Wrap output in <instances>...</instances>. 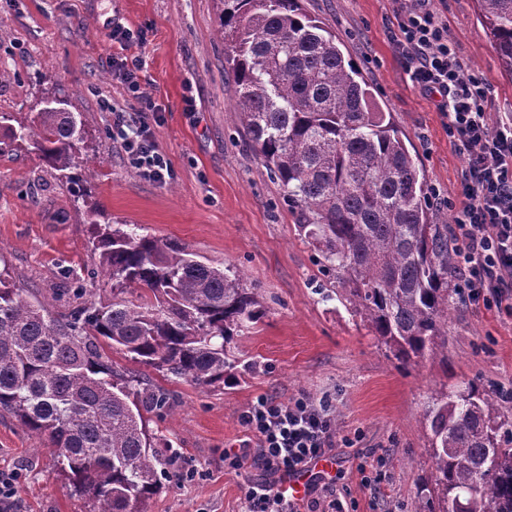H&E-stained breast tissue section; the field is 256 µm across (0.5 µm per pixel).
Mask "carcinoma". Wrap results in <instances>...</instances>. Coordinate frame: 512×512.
I'll return each mask as SVG.
<instances>
[{
  "mask_svg": "<svg viewBox=\"0 0 512 512\" xmlns=\"http://www.w3.org/2000/svg\"><path fill=\"white\" fill-rule=\"evenodd\" d=\"M512 74V0H476ZM224 69L234 110L263 164L299 207L297 227L321 253L326 282L403 365L448 348V305L460 295L448 225L435 223L431 189L403 134L375 110L370 86L336 33L300 0H218ZM31 146L70 184L82 181L81 114L43 101L28 123L0 115V146ZM94 249L112 281V304L56 315L0 270V411L45 441L91 512H140L164 488L178 450L144 414L172 404L105 349L199 386L224 382L228 346L263 317L258 289L240 271L188 248L107 224ZM137 291L136 299L119 294ZM430 480L416 512H512V412L474 381L424 408ZM493 466L480 468L488 449Z\"/></svg>",
  "mask_w": 512,
  "mask_h": 512,
  "instance_id": "obj_1",
  "label": "carcinoma"
}]
</instances>
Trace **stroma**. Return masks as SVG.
Masks as SVG:
<instances>
[{
  "label": "stroma",
  "mask_w": 512,
  "mask_h": 512,
  "mask_svg": "<svg viewBox=\"0 0 512 512\" xmlns=\"http://www.w3.org/2000/svg\"><path fill=\"white\" fill-rule=\"evenodd\" d=\"M336 32L412 144L427 182L440 194L438 221L452 224L466 158L448 141L447 119L412 84L393 47L391 0H301ZM464 62L489 87L490 122L512 111L504 75L474 0H435ZM143 39L132 47L143 68L133 93L112 72L119 54L113 26ZM0 114L27 122L40 99L57 95L82 113L90 159L79 187L62 183L29 150L0 151V263L30 300L58 312L112 302V283L93 248L95 224H135L180 244L213 265H231L260 289L265 315L230 345L237 359L225 383L198 386L156 371L173 411L148 426L198 469L191 485L168 483L142 512H244L247 486L265 479L252 455L255 436L240 421L261 396L285 403L306 394L327 399L336 424L333 467L345 512H415L416 491L432 462L424 407L444 385L469 380L497 391L512 385V314L493 304L448 309V360L402 366L338 299H324L321 256L296 227V213L262 163L233 110L224 71V39L215 0H0ZM139 114L170 161L173 175L144 179L111 139L116 115ZM81 189L94 224L73 203ZM68 294H61L62 285ZM244 453L241 467L224 451ZM386 461L377 486L359 468ZM0 470L17 475L15 512H88L73 496L43 441L0 413Z\"/></svg>",
  "instance_id": "1"
}]
</instances>
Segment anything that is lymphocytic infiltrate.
<instances>
[{
  "label": "lymphocytic infiltrate",
  "mask_w": 512,
  "mask_h": 512,
  "mask_svg": "<svg viewBox=\"0 0 512 512\" xmlns=\"http://www.w3.org/2000/svg\"><path fill=\"white\" fill-rule=\"evenodd\" d=\"M394 3V47L413 85L436 97L450 141L467 156L454 222L466 255L459 275L468 300L495 302L512 312V115L489 125L490 90L460 57L433 0ZM112 140L144 177L170 173L142 118L118 117ZM241 420L257 439V461L271 475L248 485L245 512H318L319 500L294 498L284 481L331 454L336 428L329 405L306 395L285 404L260 397Z\"/></svg>",
  "instance_id": "1"
}]
</instances>
